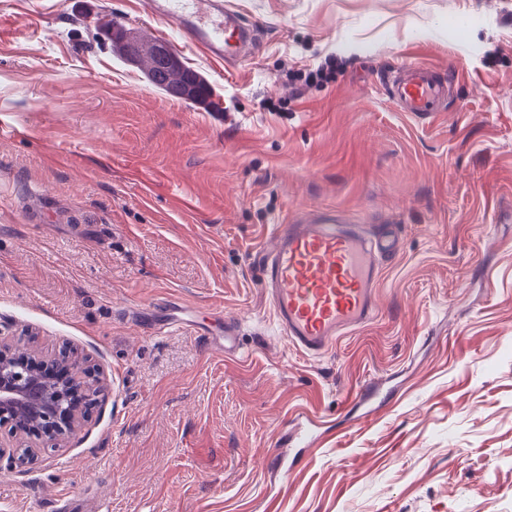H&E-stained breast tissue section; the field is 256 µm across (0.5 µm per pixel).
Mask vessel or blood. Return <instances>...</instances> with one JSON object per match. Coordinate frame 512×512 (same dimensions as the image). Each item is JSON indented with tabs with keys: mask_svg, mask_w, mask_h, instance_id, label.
Segmentation results:
<instances>
[{
	"mask_svg": "<svg viewBox=\"0 0 512 512\" xmlns=\"http://www.w3.org/2000/svg\"><path fill=\"white\" fill-rule=\"evenodd\" d=\"M150 9L214 61L241 59L252 40L249 23L224 0H150ZM385 90L402 111L420 116L441 111L448 83L434 66L407 64L393 72ZM271 234L275 245L266 256L264 288L290 344L319 355L337 336L373 320L382 245L357 225L338 228L323 218H292L274 225ZM238 336L237 322L225 321L218 351L237 357Z\"/></svg>",
	"mask_w": 512,
	"mask_h": 512,
	"instance_id": "b4317fda",
	"label": "vessel or blood"
}]
</instances>
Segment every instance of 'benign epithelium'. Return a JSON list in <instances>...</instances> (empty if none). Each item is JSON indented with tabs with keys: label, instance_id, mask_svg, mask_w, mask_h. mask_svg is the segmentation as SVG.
I'll return each instance as SVG.
<instances>
[{
	"label": "benign epithelium",
	"instance_id": "benign-epithelium-1",
	"mask_svg": "<svg viewBox=\"0 0 512 512\" xmlns=\"http://www.w3.org/2000/svg\"><path fill=\"white\" fill-rule=\"evenodd\" d=\"M119 41L138 47L179 64L176 56L163 43L141 45L137 37L122 31ZM94 378L87 361L79 356H48L36 349L21 357L17 349L0 336V426L9 427L17 445L0 444V462L20 461L34 454L35 448L23 442L37 436L60 445L74 438L82 427L88 410L98 402L102 391L99 383L74 387L72 378Z\"/></svg>",
	"mask_w": 512,
	"mask_h": 512
}]
</instances>
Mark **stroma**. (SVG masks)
Here are the masks:
<instances>
[{
    "instance_id": "obj_1",
    "label": "stroma",
    "mask_w": 512,
    "mask_h": 512,
    "mask_svg": "<svg viewBox=\"0 0 512 512\" xmlns=\"http://www.w3.org/2000/svg\"><path fill=\"white\" fill-rule=\"evenodd\" d=\"M224 3L238 65L146 0H0V335L105 385L0 512H512V0ZM109 24L169 33L211 99L152 89ZM404 61L449 72L443 111L388 98ZM329 211L389 248L377 317L309 356L268 229ZM225 316L234 359L205 342Z\"/></svg>"
}]
</instances>
